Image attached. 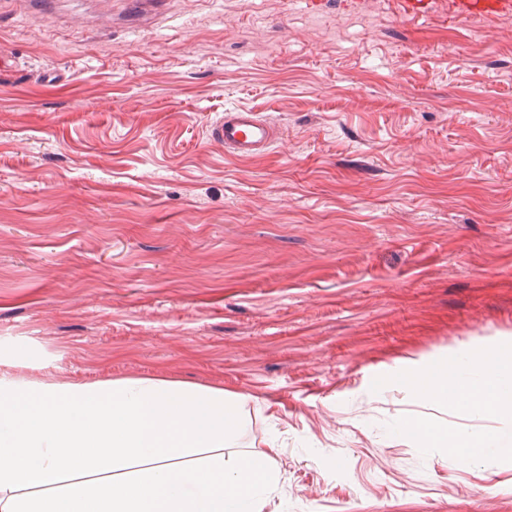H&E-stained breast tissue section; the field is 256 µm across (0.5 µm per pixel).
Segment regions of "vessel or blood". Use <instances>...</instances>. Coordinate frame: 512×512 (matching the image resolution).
<instances>
[{
	"label": "vessel or blood",
	"mask_w": 512,
	"mask_h": 512,
	"mask_svg": "<svg viewBox=\"0 0 512 512\" xmlns=\"http://www.w3.org/2000/svg\"><path fill=\"white\" fill-rule=\"evenodd\" d=\"M456 17L473 16L508 19L512 0H451ZM214 138L223 141L225 151L250 157L265 152L275 139L272 127L257 113L245 109L225 110L223 118L212 127Z\"/></svg>",
	"instance_id": "vessel-or-blood-1"
}]
</instances>
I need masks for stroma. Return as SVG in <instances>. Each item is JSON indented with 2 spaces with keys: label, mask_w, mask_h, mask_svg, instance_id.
I'll return each mask as SVG.
<instances>
[{
  "label": "stroma",
  "mask_w": 512,
  "mask_h": 512,
  "mask_svg": "<svg viewBox=\"0 0 512 512\" xmlns=\"http://www.w3.org/2000/svg\"><path fill=\"white\" fill-rule=\"evenodd\" d=\"M239 108L249 159L210 137ZM506 356L512 19L0 0V375L246 397L262 512H512V413L406 386ZM212 136L224 142L225 151L250 157L265 152L275 139L272 127L245 109H228L212 127Z\"/></svg>",
  "instance_id": "1"
}]
</instances>
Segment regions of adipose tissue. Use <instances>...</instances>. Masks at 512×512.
Listing matches in <instances>:
<instances>
[{"label":"adipose tissue","instance_id":"ef3b65f1","mask_svg":"<svg viewBox=\"0 0 512 512\" xmlns=\"http://www.w3.org/2000/svg\"><path fill=\"white\" fill-rule=\"evenodd\" d=\"M415 383L475 414L512 404V363ZM247 425L240 398L174 378L0 377V512H260L278 439L240 450Z\"/></svg>","mask_w":512,"mask_h":512}]
</instances>
